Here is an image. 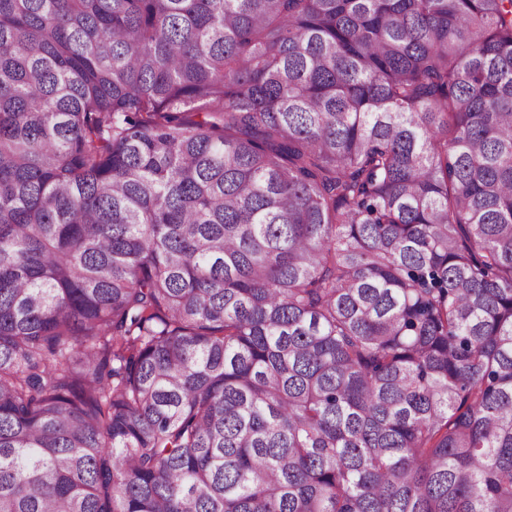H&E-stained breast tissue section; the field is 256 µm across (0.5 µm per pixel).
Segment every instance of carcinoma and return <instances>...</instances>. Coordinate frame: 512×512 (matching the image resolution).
I'll use <instances>...</instances> for the list:
<instances>
[{"label": "carcinoma", "mask_w": 512, "mask_h": 512, "mask_svg": "<svg viewBox=\"0 0 512 512\" xmlns=\"http://www.w3.org/2000/svg\"><path fill=\"white\" fill-rule=\"evenodd\" d=\"M0 512H512V0H0Z\"/></svg>", "instance_id": "cac0c4a2"}]
</instances>
